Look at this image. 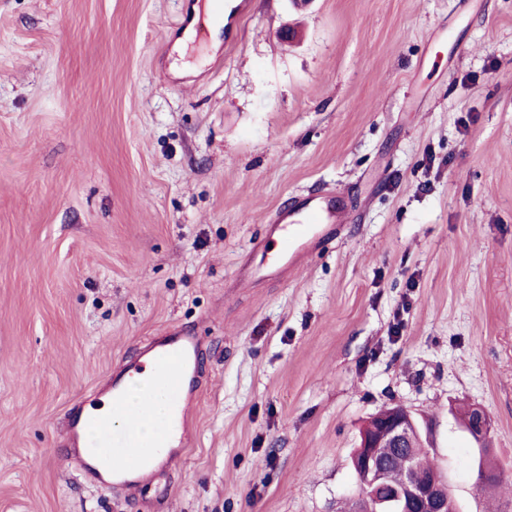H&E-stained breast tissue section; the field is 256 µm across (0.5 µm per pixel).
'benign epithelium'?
<instances>
[{
  "instance_id": "1",
  "label": "benign epithelium",
  "mask_w": 512,
  "mask_h": 512,
  "mask_svg": "<svg viewBox=\"0 0 512 512\" xmlns=\"http://www.w3.org/2000/svg\"><path fill=\"white\" fill-rule=\"evenodd\" d=\"M470 416V435L481 444L492 429L491 417L481 407L471 408ZM416 435L418 429L413 418L399 405L388 409L370 431L362 432L353 460L355 469L366 473L368 480L378 488L371 494L372 512H450L456 508L446 479L438 473L425 482L411 477L399 484L387 483L388 458L376 455L373 449L389 448L398 452Z\"/></svg>"
}]
</instances>
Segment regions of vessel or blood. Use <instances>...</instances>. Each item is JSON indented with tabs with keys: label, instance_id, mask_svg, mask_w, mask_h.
I'll list each match as a JSON object with an SVG mask.
<instances>
[{
	"label": "vessel or blood",
	"instance_id": "1",
	"mask_svg": "<svg viewBox=\"0 0 512 512\" xmlns=\"http://www.w3.org/2000/svg\"><path fill=\"white\" fill-rule=\"evenodd\" d=\"M282 220L287 227L270 246L274 257L281 261L318 234L322 225L347 223L345 197L339 192L333 196L305 198L296 207L284 210ZM198 352L199 341L189 333L157 336L146 347L144 354L151 363L155 381L164 388L169 400V413L151 444L142 440L145 413H134L126 403L130 369L113 374L112 413L97 417L95 433H88V425L80 416H72L66 427L70 444L82 445L85 456L92 461L102 454L112 457V472L107 475L106 484L140 497L147 495L149 483L144 472L155 461L154 449L168 447L172 436L184 428V392L193 381Z\"/></svg>",
	"mask_w": 512,
	"mask_h": 512
}]
</instances>
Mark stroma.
I'll return each instance as SVG.
<instances>
[{
  "mask_svg": "<svg viewBox=\"0 0 512 512\" xmlns=\"http://www.w3.org/2000/svg\"><path fill=\"white\" fill-rule=\"evenodd\" d=\"M197 2L0 0V512H351L389 404L458 512H512V0H240L173 68ZM336 190L349 222L248 278L276 211ZM176 329L195 439L151 505L65 419ZM461 418L466 428L470 422L468 431L471 437L477 443L483 445L484 440L492 429V420L488 412L481 407H471L469 414V407H466L461 411Z\"/></svg>",
  "mask_w": 512,
  "mask_h": 512,
  "instance_id": "1",
  "label": "stroma"
}]
</instances>
